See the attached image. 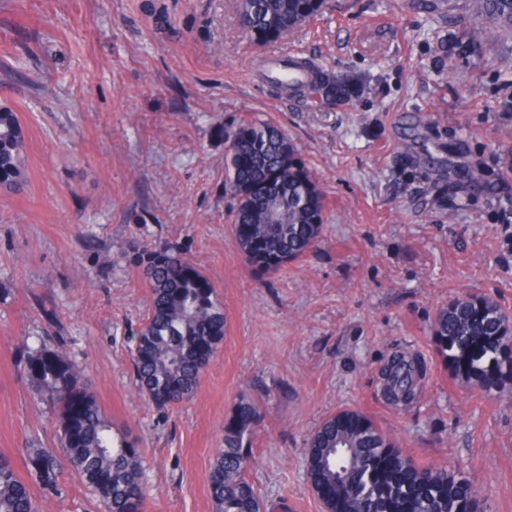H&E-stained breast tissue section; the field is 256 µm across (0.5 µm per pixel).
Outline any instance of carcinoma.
<instances>
[{
  "label": "carcinoma",
  "instance_id": "carcinoma-1",
  "mask_svg": "<svg viewBox=\"0 0 512 512\" xmlns=\"http://www.w3.org/2000/svg\"><path fill=\"white\" fill-rule=\"evenodd\" d=\"M236 13L260 46L284 44L322 15L327 0H235ZM472 14L512 32V0H469ZM307 79L275 88L326 105H344L364 92L356 77H342L309 59ZM225 182L233 198L238 246L253 270L269 274L315 248L325 224V202L288 135L253 118L224 130ZM25 136L17 112L0 105V190L20 191L27 178ZM284 223L269 224L273 211ZM131 261L149 283V314L136 332L132 359L139 393L157 407L179 404L195 393L211 362L200 348L217 349L224 338V308L208 280L175 248L161 243L132 248ZM431 340L451 379L486 395L512 390V316L491 297L465 293L441 307ZM32 381L57 408L62 457L50 448L25 449L29 475L45 487L58 482L61 465L74 471L100 499L105 512H145L141 451L112 427L75 366L58 350L27 354ZM422 362L396 352L381 370L385 394L409 405L423 378ZM259 405L241 397L224 423V447L208 483L217 512H264L247 472ZM309 484L325 512H490L470 481L447 467H425L406 456L372 419L342 410L325 419L306 448ZM0 512H36L27 484L12 460L0 455Z\"/></svg>",
  "mask_w": 512,
  "mask_h": 512
}]
</instances>
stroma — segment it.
<instances>
[{"label": "stroma", "mask_w": 512, "mask_h": 512, "mask_svg": "<svg viewBox=\"0 0 512 512\" xmlns=\"http://www.w3.org/2000/svg\"><path fill=\"white\" fill-rule=\"evenodd\" d=\"M431 1L328 0L292 42L259 47L234 0H0V104L20 118L28 177L0 192V454L20 477L25 449L59 445L25 366L46 346L138 439L145 512H215L208 475L243 396L261 406L248 476L267 512H324L306 440L342 410L512 512V392L459 386L430 332L465 293L512 314V33L469 0ZM473 28L480 53H459ZM285 56L358 76L365 93L334 108L277 95L261 66ZM254 115L298 146L328 216L314 250L264 276L224 188V130ZM142 242L180 250L224 305L195 394L165 409L140 395L131 360L149 309L131 261ZM398 349L428 367L408 409L378 379ZM30 491L38 512H104L68 469Z\"/></svg>", "instance_id": "35a3bbf8"}]
</instances>
